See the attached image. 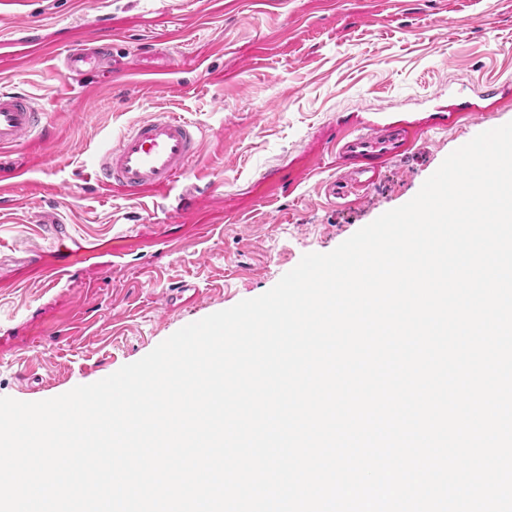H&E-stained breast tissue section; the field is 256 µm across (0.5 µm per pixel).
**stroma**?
I'll return each mask as SVG.
<instances>
[{
	"label": "stroma",
	"mask_w": 512,
	"mask_h": 512,
	"mask_svg": "<svg viewBox=\"0 0 512 512\" xmlns=\"http://www.w3.org/2000/svg\"><path fill=\"white\" fill-rule=\"evenodd\" d=\"M114 46L115 71L66 74L77 38ZM134 66L150 84H129ZM512 79V0H21L0 4V89L48 114L44 139L8 152L0 252L30 247L53 211L82 248L73 278L0 265V396L36 402L97 382L183 326L272 289L411 200L454 150L512 122L429 131L359 200L326 199L332 138L347 112H418L425 98ZM160 110L194 121L201 151L168 192L102 190L99 156ZM315 176L299 178L308 160ZM191 284L179 306L171 288Z\"/></svg>",
	"instance_id": "obj_1"
}]
</instances>
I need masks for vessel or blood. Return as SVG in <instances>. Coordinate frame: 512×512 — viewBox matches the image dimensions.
Listing matches in <instances>:
<instances>
[{
	"instance_id": "obj_1",
	"label": "vessel or blood",
	"mask_w": 512,
	"mask_h": 512,
	"mask_svg": "<svg viewBox=\"0 0 512 512\" xmlns=\"http://www.w3.org/2000/svg\"><path fill=\"white\" fill-rule=\"evenodd\" d=\"M108 50H67L63 67L78 74L100 67ZM512 103V81L481 86L470 95L449 93L425 117L390 112H368L337 122L336 178L324 182L326 196L360 197L378 180L380 171L413 150L427 131L488 118L498 107ZM48 132L44 113L23 93L0 91V149L15 148L43 138ZM201 142L199 128L169 112H159L129 128L101 158L95 171L98 185L115 189L130 199L154 191H168L188 170ZM41 236L56 249L67 248L70 233L53 214L40 220Z\"/></svg>"
}]
</instances>
